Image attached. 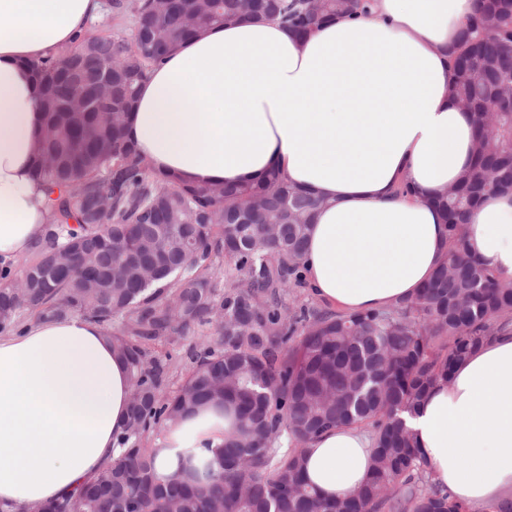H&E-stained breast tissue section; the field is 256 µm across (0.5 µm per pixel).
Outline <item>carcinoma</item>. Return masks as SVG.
Instances as JSON below:
<instances>
[{
  "label": "carcinoma",
  "mask_w": 512,
  "mask_h": 512,
  "mask_svg": "<svg viewBox=\"0 0 512 512\" xmlns=\"http://www.w3.org/2000/svg\"><path fill=\"white\" fill-rule=\"evenodd\" d=\"M365 0H112L134 20L132 37L84 32L74 46L31 62L50 102L41 166L51 222L19 283L0 271V333L29 317L80 315L111 333L126 360L130 406L112 465L34 512H465L430 481L405 415L426 390L450 379L470 353L512 323L509 278L472 258L466 216L480 196L512 190V110L489 116L475 144L483 163L442 196L448 250L413 299L344 315L288 298L307 287L309 224L323 199L288 184L278 169L260 181L188 184L154 173L126 135L128 113L152 69L194 32L243 20L278 21L307 34L337 15L367 12ZM484 59L478 73L470 58ZM456 95L484 99L512 75V0H481L455 52ZM291 213L288 243L265 224ZM75 239L86 248L55 275L49 262ZM224 258V279L211 258ZM127 267V284L105 273ZM215 325L193 346L183 383L169 390L172 356L149 343ZM212 407L235 431L212 456L181 460L194 483L154 474L149 434ZM358 425L374 440L370 478L350 497H324L303 478L305 445Z\"/></svg>",
  "instance_id": "cac0c4a2"
}]
</instances>
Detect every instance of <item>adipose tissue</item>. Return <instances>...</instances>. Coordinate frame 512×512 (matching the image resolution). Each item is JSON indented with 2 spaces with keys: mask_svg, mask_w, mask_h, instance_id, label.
Returning <instances> with one entry per match:
<instances>
[{
  "mask_svg": "<svg viewBox=\"0 0 512 512\" xmlns=\"http://www.w3.org/2000/svg\"><path fill=\"white\" fill-rule=\"evenodd\" d=\"M477 0H369L306 38L276 22L203 31L153 68L128 136L150 168L186 183L236 184L279 167L325 198L308 232L312 294L341 313L412 298L447 249L433 198L473 162L476 116L449 95L450 53ZM104 0H0V258L34 251L50 221L36 172L44 117L32 60L58 53ZM410 195H399L400 185ZM469 253L512 276V192L482 196ZM129 380L103 327L81 316L0 336V504L31 508L112 463ZM410 425L431 478L467 512L512 502V325L423 396ZM214 409L182 421L155 450L159 477L221 447ZM358 427L311 441L306 478L330 498L370 475Z\"/></svg>",
  "mask_w": 512,
  "mask_h": 512,
  "instance_id": "1",
  "label": "adipose tissue"
}]
</instances>
